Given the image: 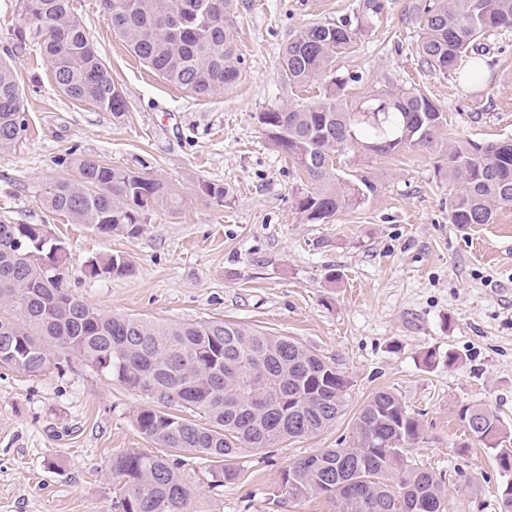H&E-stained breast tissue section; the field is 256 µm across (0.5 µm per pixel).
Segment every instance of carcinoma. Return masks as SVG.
I'll list each match as a JSON object with an SVG mask.
<instances>
[{"instance_id":"cac0c4a2","label":"carcinoma","mask_w":512,"mask_h":512,"mask_svg":"<svg viewBox=\"0 0 512 512\" xmlns=\"http://www.w3.org/2000/svg\"><path fill=\"white\" fill-rule=\"evenodd\" d=\"M100 13L127 48L153 73L195 95L230 88L242 78L243 58L226 22L229 0H98ZM389 0H359L352 18L314 23L289 39L279 58L282 81L293 90L329 69L353 49ZM21 49L33 46L71 99L119 116L126 109L112 71L89 40L71 0H17ZM419 54L448 74L481 40L512 28V0H425ZM348 79L336 76L322 96L255 115L273 147L313 184L297 199L306 224H327L338 213L377 194L379 180L364 172L334 173V155H388L406 148L440 151L448 180L460 185L448 204V223L491 224L512 205V138L443 144L447 116L417 88L379 89L347 101ZM27 131L24 91L12 65L0 61V151L16 147ZM198 190L224 205V185L202 180ZM43 204L73 224L100 234L138 236L159 210L179 205L159 178L99 159L77 160L73 174L53 178ZM60 240L39 239L30 224L0 223V368L36 377L50 366V350L83 359L111 381L147 393L157 405L139 410L135 426L145 440L172 456L144 452L112 460L123 482L121 512H187L190 490L180 470L209 464L215 482L238 479L233 460L244 448H270L333 426L347 402L351 380L318 354L286 337L219 318L159 323L113 314L72 294L65 284L67 251ZM90 276L133 271L122 254L85 266ZM177 405L184 413L173 414ZM460 420L475 440L512 472V432L487 404L464 407ZM424 429L400 398L375 392L359 411L351 443L325 448L288 466V498L322 496L336 512H447L442 474L411 466L402 450L424 443Z\"/></svg>"}]
</instances>
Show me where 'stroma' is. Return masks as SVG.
<instances>
[{
    "label": "stroma",
    "instance_id": "35a3bbf8",
    "mask_svg": "<svg viewBox=\"0 0 512 512\" xmlns=\"http://www.w3.org/2000/svg\"><path fill=\"white\" fill-rule=\"evenodd\" d=\"M419 0H391L331 67L352 76L356 99L376 88L415 87L447 115L444 141L512 137V29L484 39L487 84L473 94L459 74L429 72L418 55ZM358 0H232L229 17L244 59L238 84L198 97L151 72L97 9L72 0L122 90V116L66 97L39 52L18 50L16 0H0V57L25 92L28 130L0 152V222L44 224L70 250L66 282L115 314L156 322L220 318L287 336L353 381L335 425L272 448L244 449L239 480L214 486L203 465L185 467L188 512H335L321 496L279 492L283 470L347 444L375 391L394 392L417 416L425 443L404 449L411 465L445 476L450 512H503V482L491 453L465 430L459 411L487 403L512 430V206L494 223L448 221L456 192L432 153L337 156L340 176L369 172L378 193L328 224L296 208L310 184L273 149L254 115L323 93L317 76L290 91L279 53L298 29L352 16ZM94 157L168 181L180 211H159L134 238L105 236L44 209L46 184L65 161ZM224 184L215 205L199 180ZM121 253L130 275L91 278L86 260ZM437 362L426 365L427 352ZM456 354L455 365L446 362ZM153 400L104 378L77 356L38 377L0 368V512H109L119 498L113 458L153 452L133 417Z\"/></svg>",
    "mask_w": 512,
    "mask_h": 512
}]
</instances>
